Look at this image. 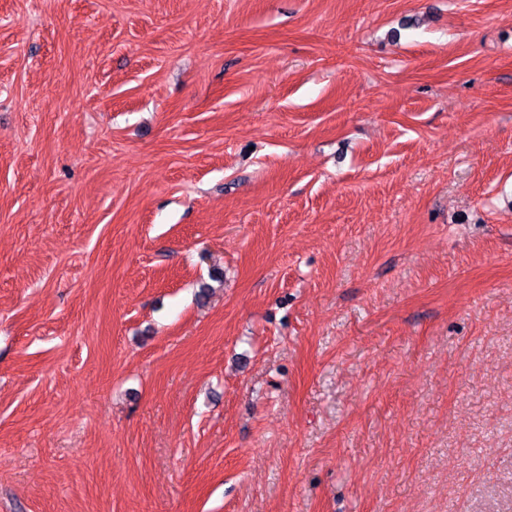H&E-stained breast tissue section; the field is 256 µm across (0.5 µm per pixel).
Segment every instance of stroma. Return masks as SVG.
Segmentation results:
<instances>
[{
	"label": "stroma",
	"instance_id": "stroma-1",
	"mask_svg": "<svg viewBox=\"0 0 512 512\" xmlns=\"http://www.w3.org/2000/svg\"><path fill=\"white\" fill-rule=\"evenodd\" d=\"M0 512H512V0H0Z\"/></svg>",
	"mask_w": 512,
	"mask_h": 512
}]
</instances>
